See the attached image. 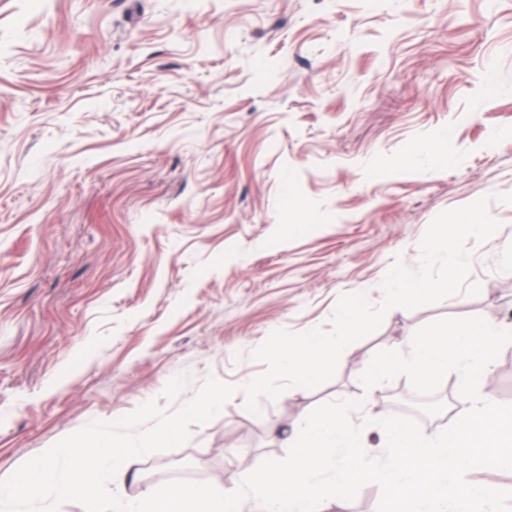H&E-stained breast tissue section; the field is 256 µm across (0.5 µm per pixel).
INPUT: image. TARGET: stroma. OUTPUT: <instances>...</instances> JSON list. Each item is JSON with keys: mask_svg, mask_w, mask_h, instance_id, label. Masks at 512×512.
<instances>
[{"mask_svg": "<svg viewBox=\"0 0 512 512\" xmlns=\"http://www.w3.org/2000/svg\"><path fill=\"white\" fill-rule=\"evenodd\" d=\"M277 79H269V71ZM450 134L434 166L426 136ZM512 0H0V479L95 421L207 377L241 385L277 329L327 326L340 295L382 299L440 212L488 195L470 282L388 312L332 380L235 394L149 464L236 488L319 404L380 407L360 376L431 321L512 326Z\"/></svg>", "mask_w": 512, "mask_h": 512, "instance_id": "stroma-1", "label": "stroma"}]
</instances>
